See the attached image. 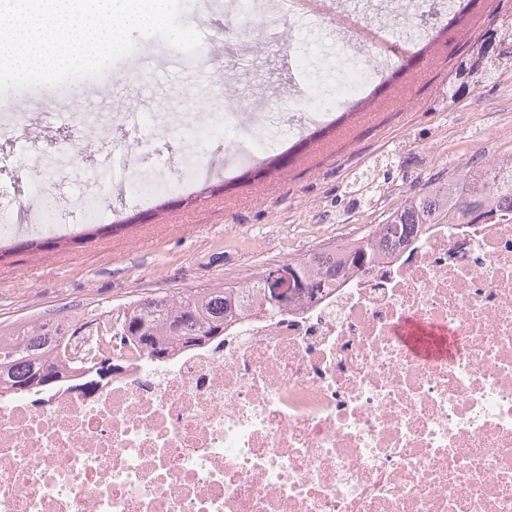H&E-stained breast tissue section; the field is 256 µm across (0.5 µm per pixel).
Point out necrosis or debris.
Wrapping results in <instances>:
<instances>
[{
    "instance_id": "1",
    "label": "necrosis or debris",
    "mask_w": 512,
    "mask_h": 512,
    "mask_svg": "<svg viewBox=\"0 0 512 512\" xmlns=\"http://www.w3.org/2000/svg\"><path fill=\"white\" fill-rule=\"evenodd\" d=\"M207 115L229 165L328 112ZM463 342L417 357L410 321ZM0 401V512H512V218L420 235L217 348Z\"/></svg>"
}]
</instances>
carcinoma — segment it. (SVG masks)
Instances as JSON below:
<instances>
[{
  "label": "carcinoma",
  "mask_w": 512,
  "mask_h": 512,
  "mask_svg": "<svg viewBox=\"0 0 512 512\" xmlns=\"http://www.w3.org/2000/svg\"><path fill=\"white\" fill-rule=\"evenodd\" d=\"M512 69V62L486 55L484 67L467 71L469 83L478 88ZM391 162L379 160L356 174L351 192L368 202L382 188ZM512 213V152L490 159L485 166L465 167L448 179L430 182L401 199L388 215L381 230L356 239L345 251L326 258L304 256L284 264L296 287L289 305L312 301L326 288L336 286L343 276L375 262L388 245H399L421 229L423 224H477L492 212ZM265 267L237 286L224 283L197 288L178 296L163 294L136 299L124 307L120 334L133 341L154 362H165L188 347L224 344V330L237 316L280 312L266 300ZM73 321L66 318L33 319L0 327V395L40 392L74 382L84 388L98 385L87 374L92 364L72 363L66 355L70 337L76 335ZM104 328L95 345V354L112 360V324L98 321Z\"/></svg>",
  "instance_id": "cac0c4a2"
}]
</instances>
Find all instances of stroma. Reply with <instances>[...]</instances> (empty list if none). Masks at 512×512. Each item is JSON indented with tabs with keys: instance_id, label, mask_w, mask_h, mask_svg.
Here are the masks:
<instances>
[{
	"instance_id": "1",
	"label": "stroma",
	"mask_w": 512,
	"mask_h": 512,
	"mask_svg": "<svg viewBox=\"0 0 512 512\" xmlns=\"http://www.w3.org/2000/svg\"><path fill=\"white\" fill-rule=\"evenodd\" d=\"M463 20L446 57L423 50L432 29L423 28L410 0L393 19L392 0H300L260 13L254 29L217 11L213 0H185L183 23L206 43L200 73L185 70L162 38L140 36L134 57L146 76L133 79L130 60L112 66L108 88L68 97L42 144L55 180L59 223L75 227L59 246L0 251V325L71 316L78 323L118 315L128 302L156 293H185L218 281L241 282L261 268L287 263L304 252L332 245L338 217L353 211L361 228L382 223L406 191L471 162L512 150V75L446 105L443 89L456 66L488 32L512 48V0H451ZM243 35L250 61L231 68L233 35ZM370 72L377 119L345 118L335 129L317 126L307 140L282 136L283 167H225L224 138L191 143L169 134L171 125L194 126L211 108L209 92L230 77L241 95H276L289 112H310L309 86L335 84L351 65ZM145 102L155 126L141 129L144 148L167 142L176 158L198 155L213 163L210 175L187 189L141 202L130 188L106 187L104 204L112 232L81 224L87 179L100 163L98 151L115 138L126 106ZM22 127L0 150L14 154L12 175L0 177L17 207H39L26 181L31 151ZM397 152L393 185L377 209L354 208L345 193L348 174L374 157Z\"/></svg>"
}]
</instances>
